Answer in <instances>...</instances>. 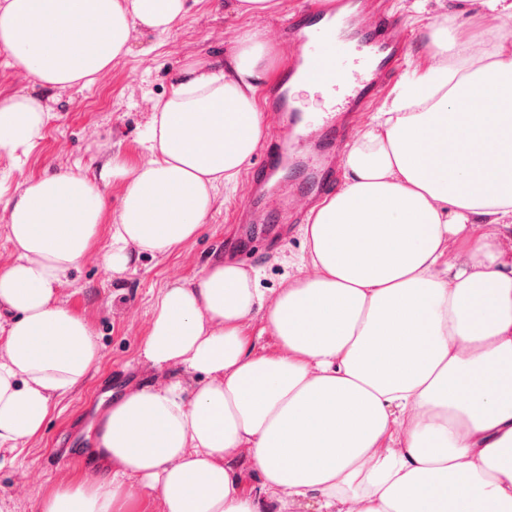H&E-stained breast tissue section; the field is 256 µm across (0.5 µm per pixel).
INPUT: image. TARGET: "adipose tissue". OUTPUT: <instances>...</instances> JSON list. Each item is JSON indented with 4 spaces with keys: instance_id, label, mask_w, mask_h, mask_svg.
Wrapping results in <instances>:
<instances>
[{
    "instance_id": "1",
    "label": "adipose tissue",
    "mask_w": 512,
    "mask_h": 512,
    "mask_svg": "<svg viewBox=\"0 0 512 512\" xmlns=\"http://www.w3.org/2000/svg\"><path fill=\"white\" fill-rule=\"evenodd\" d=\"M189 9L0 0V51L41 86L87 88L135 31L169 33ZM429 47L438 65L349 145L345 183L311 209V271L269 297L219 261L166 289L141 354L202 382L112 403L97 424L98 467L42 512H127L138 492L160 493L166 512H512V261L480 231L512 224V46L466 59L441 22ZM271 61L264 30L242 29L223 61L178 71L153 107L146 160L38 177L11 201L0 445L39 434L53 396L99 357L56 290L104 218L105 187L124 185L107 268H126L128 245L166 254L194 238L264 135L257 92ZM50 119L32 95L0 100V153L22 161ZM453 239L467 261L452 272ZM257 313L279 354H253ZM242 454L259 476L249 491L231 465Z\"/></svg>"
}]
</instances>
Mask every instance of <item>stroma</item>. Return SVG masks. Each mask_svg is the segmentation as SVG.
<instances>
[{
    "label": "stroma",
    "mask_w": 512,
    "mask_h": 512,
    "mask_svg": "<svg viewBox=\"0 0 512 512\" xmlns=\"http://www.w3.org/2000/svg\"><path fill=\"white\" fill-rule=\"evenodd\" d=\"M307 0H283L277 15L257 19L273 48L269 78H276L286 60L282 35ZM413 0H385L387 11L412 43L408 68L394 81L389 95L407 90L413 78L433 63L427 32L447 21L463 38H485L495 21L485 15L479 0H467L463 14L445 13L429 0L415 13ZM245 18L237 16L230 0H198L175 31L167 35L135 33L130 52L104 70L88 88L46 89L10 57L0 52V99L17 93L42 98L52 118L42 139L23 164L0 154V269L17 257L10 239L8 199L18 196L27 181L78 168L95 176L113 157L136 164L146 157L142 141L156 101L165 97L177 71L188 62L222 60ZM122 183L105 190L107 208L94 243L58 290V300L86 322L99 348V359L83 382L54 398V409L38 435L0 447V512H41L44 499L60 488L82 482L95 467L88 449L100 406L146 385L162 387L181 381L192 389L198 375L178 367H157L140 350L151 326L153 305L168 288L187 285L217 261L226 260L227 241L243 237L238 212L246 200V178L218 187L213 206L199 234L166 254L136 255L120 272L108 270L102 255L110 243L119 214ZM253 255L246 269L257 275L265 294L288 286L300 266L310 265L309 248L300 225L287 238L248 237Z\"/></svg>",
    "instance_id": "obj_1"
}]
</instances>
